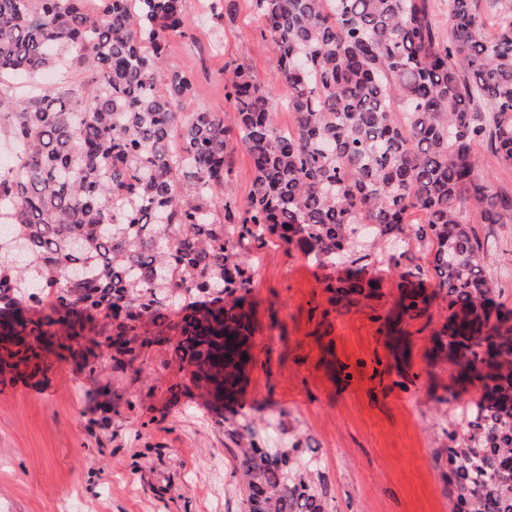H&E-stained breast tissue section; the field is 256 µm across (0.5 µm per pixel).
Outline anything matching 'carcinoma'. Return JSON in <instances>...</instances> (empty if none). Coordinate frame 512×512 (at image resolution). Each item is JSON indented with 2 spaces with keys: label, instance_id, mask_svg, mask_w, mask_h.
<instances>
[{
  "label": "carcinoma",
  "instance_id": "1",
  "mask_svg": "<svg viewBox=\"0 0 512 512\" xmlns=\"http://www.w3.org/2000/svg\"><path fill=\"white\" fill-rule=\"evenodd\" d=\"M448 0L442 39L431 0H251L288 86L294 127L241 65L224 68L234 112H184L193 94L170 61L188 0H0V134L18 146L0 167V366L48 369L79 354L96 326L133 361L153 344L216 410L237 403L251 355L249 243L266 234L319 268L348 263L343 306L383 297L371 247L430 243L427 270L398 273L395 323L429 316L463 392L448 421L454 512H512V309L483 274L464 218H512L474 145L512 166V0ZM62 58L84 74L36 80ZM401 118H395V113ZM252 161L247 197L229 159ZM150 323L154 331L142 327ZM236 454L248 512H325L319 459L300 442L261 448L240 424Z\"/></svg>",
  "mask_w": 512,
  "mask_h": 512
}]
</instances>
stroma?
Segmentation results:
<instances>
[{"label":"stroma","mask_w":512,"mask_h":512,"mask_svg":"<svg viewBox=\"0 0 512 512\" xmlns=\"http://www.w3.org/2000/svg\"><path fill=\"white\" fill-rule=\"evenodd\" d=\"M211 2L190 0L188 35L173 41L172 60L193 82L185 111H228L224 68L241 63L273 90L277 125L290 126L288 88L250 0L231 22ZM468 217L485 274L512 308V219ZM248 259L254 363L241 404L257 444L273 435L315 448L326 512H453L442 428L463 399L448 363L431 356L445 302L403 322L411 356L402 378L381 322L397 296L387 251L376 255L384 298L347 307L331 303L326 270L276 236L251 243ZM48 361L30 379L0 375V512H246L235 423L199 399L165 347L92 372Z\"/></svg>","instance_id":"stroma-1"}]
</instances>
